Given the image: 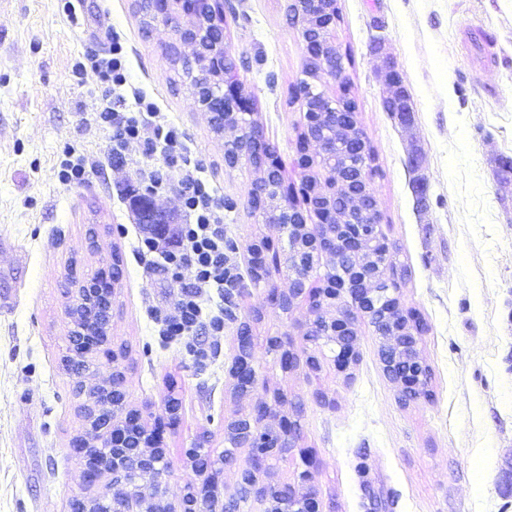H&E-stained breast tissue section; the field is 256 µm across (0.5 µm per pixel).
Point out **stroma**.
Instances as JSON below:
<instances>
[{
    "label": "stroma",
    "instance_id": "1",
    "mask_svg": "<svg viewBox=\"0 0 512 512\" xmlns=\"http://www.w3.org/2000/svg\"><path fill=\"white\" fill-rule=\"evenodd\" d=\"M223 9L234 78L304 207L296 87L305 56L287 0H225ZM338 9L347 83L324 89L355 97L375 153L382 230L407 269L398 299L422 327L426 397L400 400L366 323L351 378L337 373L330 346L301 334L307 299L287 314L271 304V289L288 286L276 268L260 283L243 280L225 300L232 319L223 335L207 337L206 366L162 341L151 311L171 306L191 272L171 276L135 249L140 226L122 192L145 188L143 174L167 160L138 147L112 160L110 133L96 120L110 91L92 72L77 73V63L110 56L120 40L130 89L155 102L157 122L182 131L187 159L233 202L224 227L243 270L247 244L266 241L276 255L287 244L252 213L258 173L225 164L223 137L166 50L171 24L144 23L133 0H0V237L15 246L0 253V290L15 300L0 313V512H71L77 499L114 494L110 477L83 481L72 442L84 429L86 397L62 361L73 280L103 267L116 275L110 340L122 354L128 408L151 426L176 407L163 435L170 500L199 481L186 449L201 444L222 455L225 417L260 399L273 410L271 424L291 414L300 422L295 448L273 460L265 481L308 474L320 512H373L377 496L387 512H512V177L499 170L512 159V0H338ZM477 21L490 29L489 50L465 39ZM388 62L414 107L407 127L383 107ZM71 147L87 159L78 185L60 178ZM243 323L254 338L257 384L238 397L229 369ZM276 337L297 359L292 370L269 345ZM311 353L320 370L307 367Z\"/></svg>",
    "mask_w": 512,
    "mask_h": 512
}]
</instances>
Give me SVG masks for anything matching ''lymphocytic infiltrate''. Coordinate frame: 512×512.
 I'll return each instance as SVG.
<instances>
[{"mask_svg":"<svg viewBox=\"0 0 512 512\" xmlns=\"http://www.w3.org/2000/svg\"><path fill=\"white\" fill-rule=\"evenodd\" d=\"M92 70L114 92L96 115L98 122L112 132L114 159H122L130 147L140 146L177 160L183 143L175 126L155 123V105L145 95L128 99L120 92L127 82L122 46H114L111 58L93 62ZM179 193L184 223L144 225L137 248L158 254L168 270L186 267L192 271V281L181 286L172 310L158 312L156 319L161 335L185 341L188 354L202 364L210 352L197 342L198 332L204 330L212 336L224 333L223 316L204 317L202 294L207 289L220 294L224 289L239 287L242 274L230 255L223 203L200 177L190 173L180 178Z\"/></svg>","mask_w":512,"mask_h":512,"instance_id":"1","label":"lymphocytic infiltrate"}]
</instances>
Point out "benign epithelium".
I'll list each match as a JSON object with an SVG mask.
<instances>
[{
    "label": "benign epithelium",
    "mask_w": 512,
    "mask_h": 512,
    "mask_svg": "<svg viewBox=\"0 0 512 512\" xmlns=\"http://www.w3.org/2000/svg\"><path fill=\"white\" fill-rule=\"evenodd\" d=\"M143 3L149 8L146 11L139 9L138 13L149 21L168 19L176 5L189 16L186 23L174 26V37L168 44L174 57L195 60L205 55L207 66L217 70L231 60L224 47L223 23L216 17L215 0H135L137 7ZM288 11L295 21L306 56L304 78L298 83L297 97L303 117L301 136L313 147L312 153L302 159V166L308 170L303 194L316 222L307 223L303 212L293 205L277 207L263 191L253 194L251 206L260 223L280 224L295 230L294 237L288 239V291L274 290L270 299L282 310H290L304 294L306 270L317 258L326 257L332 266L343 261L340 273L324 283V288L316 294L310 310L312 319L305 325V330L322 326L321 338L336 347L334 366L345 373L356 357L359 322L367 321L374 326L388 324L389 332L379 337L384 372L400 391L417 387L423 392L428 384L424 375L428 367L420 357L418 328L403 314L397 298L382 296L384 289L380 288L379 277L365 274L361 269L373 260L370 251L372 235L361 228L350 238H340L336 231V226L343 223L338 211L340 205L372 222L381 217L368 174L359 173L353 188L347 187L339 177L331 180L325 175L328 166L336 165L339 157L336 137L325 133L328 117H333L348 133L342 141L343 147L355 154L368 151V142L360 132L357 110L342 106L337 99L319 89L323 80L339 82L345 75L334 38L336 0H288ZM385 81L388 86L385 110L412 115L413 108L404 91L400 72L393 66L386 67ZM201 106L210 113L211 123L224 132L226 161L233 165L251 162L263 141L259 127L245 133L240 125L228 121V117L247 111L242 97L237 93L224 95L220 112L211 111L204 102ZM110 278V270L103 268L88 281H73L74 288L70 289L71 300L66 309L71 325L70 338L63 360L79 378L77 384L82 391L86 389L85 377L91 369L89 355L101 351L112 363L108 381L89 389V400L82 407L89 432L76 442V448L86 458V484L91 486L103 476L110 475L118 492L110 505L96 499L80 500L74 512H144L142 489L145 487L151 489L155 512H228L227 505L219 503L218 494L207 478L202 486L188 491L179 506L162 504L168 463L160 452L149 462L132 466L125 459L106 463L97 459L95 449L114 447L127 431L141 425L139 411L123 407V372L117 364V352L101 350L107 342L111 297L114 296ZM238 345L240 354L230 369V376L237 391L247 393L256 378L248 333L238 334ZM401 361L420 369L417 378L410 379L395 369L396 363ZM271 414V408L259 402L251 411L237 412L227 421V431L236 447L252 449L241 472L238 490L254 495L265 506L263 512H319V505L307 486L308 476H301V481L293 484H265L259 480L276 453L293 447L297 430V424L292 422L279 432L264 425Z\"/></svg>",
    "instance_id": "obj_1"
}]
</instances>
